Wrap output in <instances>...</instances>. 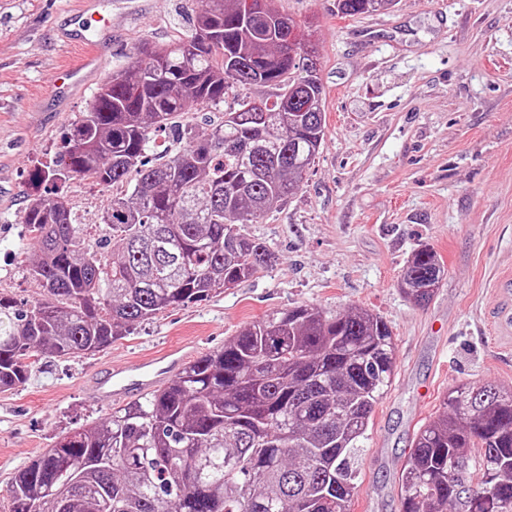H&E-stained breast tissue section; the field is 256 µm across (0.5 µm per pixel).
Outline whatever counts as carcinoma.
<instances>
[{"mask_svg": "<svg viewBox=\"0 0 512 512\" xmlns=\"http://www.w3.org/2000/svg\"><path fill=\"white\" fill-rule=\"evenodd\" d=\"M247 0H204L188 34L142 42L112 72L64 149L37 170L25 208L32 274L46 297L0 293V390L44 358L99 352L134 326L201 302L276 261L237 225L288 199L325 136L315 51L288 40L290 16ZM395 0H338L347 16ZM244 96L209 131L177 128L183 146L145 161L152 134L194 106ZM88 175L109 190L102 262L73 223L58 182ZM444 274L436 251L411 256L401 290L428 303ZM392 333L361 308L329 315L300 305L245 326L167 387L59 439L21 469L11 512H350L354 455L391 384ZM402 512H512V391L486 382L448 391L417 432L399 477Z\"/></svg>", "mask_w": 512, "mask_h": 512, "instance_id": "1", "label": "carcinoma"}]
</instances>
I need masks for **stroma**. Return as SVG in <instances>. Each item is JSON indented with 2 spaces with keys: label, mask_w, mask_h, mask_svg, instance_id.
<instances>
[{
  "label": "stroma",
  "mask_w": 512,
  "mask_h": 512,
  "mask_svg": "<svg viewBox=\"0 0 512 512\" xmlns=\"http://www.w3.org/2000/svg\"><path fill=\"white\" fill-rule=\"evenodd\" d=\"M78 0H0V292L34 303L44 290L20 253L34 170L62 151L97 83L69 105L50 91L82 47L66 41ZM317 50L326 92L323 148L300 188L241 234L275 252L272 266L208 300L156 314L100 352L42 360L26 383L0 392V512L15 475L58 437L108 416L111 398L86 379L116 362L186 339L198 355L223 347L266 314L313 305L328 314L376 313L394 343V376L373 408L350 512H401L398 476L419 427L457 385L512 390V340L495 315L496 283L512 276V0H397L383 12L340 17L336 0H276ZM201 0H143L99 41L109 67L140 42L186 33ZM64 192L88 243L110 194L92 177ZM445 273L433 299L400 290L421 245Z\"/></svg>",
  "instance_id": "1"
}]
</instances>
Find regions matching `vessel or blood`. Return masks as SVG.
I'll return each mask as SVG.
<instances>
[{
    "instance_id": "b4317fda",
    "label": "vessel or blood",
    "mask_w": 512,
    "mask_h": 512,
    "mask_svg": "<svg viewBox=\"0 0 512 512\" xmlns=\"http://www.w3.org/2000/svg\"><path fill=\"white\" fill-rule=\"evenodd\" d=\"M116 22L115 15L102 0H80L79 8L70 17L71 28L67 36L83 44L84 53L78 63L64 70L55 84L54 94L58 101H67L75 88L87 86L103 71L105 60L89 34L111 30ZM191 357L190 346L185 343L169 348L161 355L144 358L131 372L117 366L103 369L87 383L86 389L93 395H111L116 401L142 397L162 388L181 373Z\"/></svg>"
}]
</instances>
